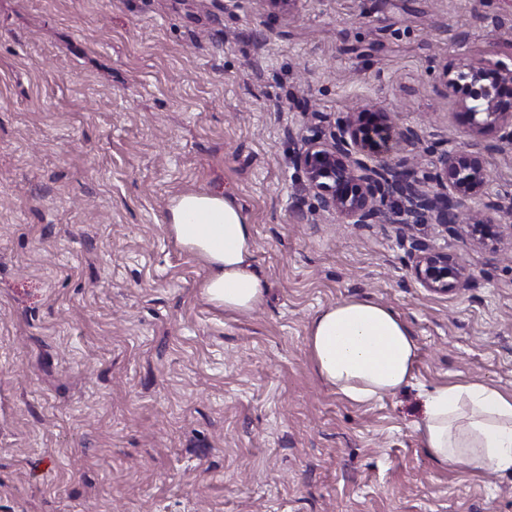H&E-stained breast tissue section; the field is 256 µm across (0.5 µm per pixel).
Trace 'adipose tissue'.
<instances>
[{"label":"adipose tissue","mask_w":512,"mask_h":512,"mask_svg":"<svg viewBox=\"0 0 512 512\" xmlns=\"http://www.w3.org/2000/svg\"><path fill=\"white\" fill-rule=\"evenodd\" d=\"M169 230L208 266L204 293L232 315L262 303L255 237L241 208L221 194H185L170 208ZM307 348L321 378L346 399L366 403L408 385L418 346L404 319L369 298L321 308L307 328ZM421 445L440 464L512 471V393L480 381L434 388L414 424Z\"/></svg>","instance_id":"1"}]
</instances>
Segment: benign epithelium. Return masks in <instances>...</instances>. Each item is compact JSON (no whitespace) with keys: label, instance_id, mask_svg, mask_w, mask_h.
Returning a JSON list of instances; mask_svg holds the SVG:
<instances>
[{"label":"benign epithelium","instance_id":"7a95c632","mask_svg":"<svg viewBox=\"0 0 512 512\" xmlns=\"http://www.w3.org/2000/svg\"><path fill=\"white\" fill-rule=\"evenodd\" d=\"M274 13H296L305 0H263ZM436 90L453 104L452 115L475 140L498 133L512 145V56L509 61L466 56L456 63L434 62ZM302 136L294 163L306 176L308 191L319 208L339 224H383L385 207L399 209L402 224H441L452 227L482 246L512 239V194L495 189L483 158L451 148L432 171L418 175L414 166L365 158L387 151L395 132L394 115L373 104L358 105L342 120ZM412 273L435 294H448L467 285V267L453 255L426 245L417 247Z\"/></svg>","mask_w":512,"mask_h":512}]
</instances>
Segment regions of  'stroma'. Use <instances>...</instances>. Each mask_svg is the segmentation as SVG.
<instances>
[{"label": "stroma", "mask_w": 512, "mask_h": 512, "mask_svg": "<svg viewBox=\"0 0 512 512\" xmlns=\"http://www.w3.org/2000/svg\"><path fill=\"white\" fill-rule=\"evenodd\" d=\"M512 55V0H0V512H512V473L442 466L413 425L439 385L512 392V247L438 224H340L292 163L356 102L422 139L390 162L479 153L512 193V148L476 141L429 74ZM220 193L255 229L254 312L208 302L168 229ZM465 265L432 294L413 241ZM368 297L407 321L411 383L354 404L321 380L312 316Z\"/></svg>", "instance_id": "stroma-1"}]
</instances>
